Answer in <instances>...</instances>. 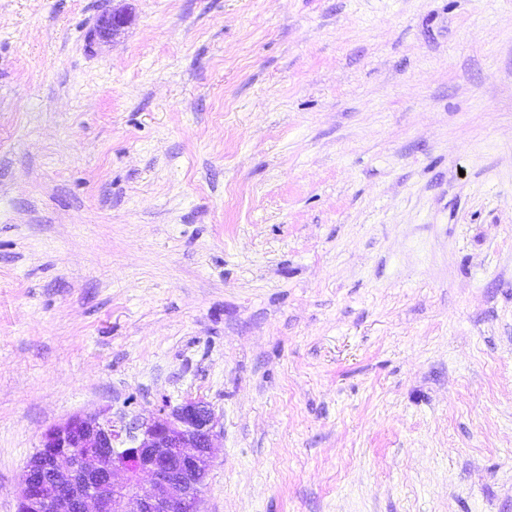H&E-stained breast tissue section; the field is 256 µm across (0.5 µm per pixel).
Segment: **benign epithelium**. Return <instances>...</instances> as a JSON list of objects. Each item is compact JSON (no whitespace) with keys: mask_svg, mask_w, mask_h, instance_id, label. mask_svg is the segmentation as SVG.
<instances>
[{"mask_svg":"<svg viewBox=\"0 0 512 512\" xmlns=\"http://www.w3.org/2000/svg\"><path fill=\"white\" fill-rule=\"evenodd\" d=\"M129 22L114 9L96 37ZM217 419L202 400L148 418L112 416L107 406L44 430L22 477L18 512H202ZM151 477L149 486L140 475Z\"/></svg>","mask_w":512,"mask_h":512,"instance_id":"7a95c632","label":"benign epithelium"}]
</instances>
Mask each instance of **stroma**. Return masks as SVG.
<instances>
[{"label":"stroma","instance_id":"35a3bbf8","mask_svg":"<svg viewBox=\"0 0 512 512\" xmlns=\"http://www.w3.org/2000/svg\"><path fill=\"white\" fill-rule=\"evenodd\" d=\"M190 399L203 512H512V0H0V512ZM129 22L125 10L112 9V12H105L98 24L95 36L99 39L115 36Z\"/></svg>","mask_w":512,"mask_h":512}]
</instances>
